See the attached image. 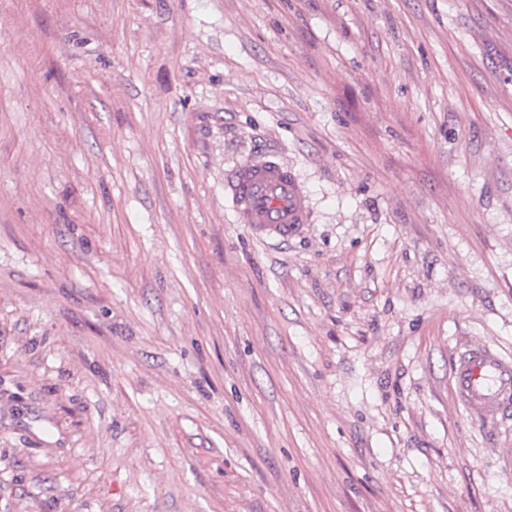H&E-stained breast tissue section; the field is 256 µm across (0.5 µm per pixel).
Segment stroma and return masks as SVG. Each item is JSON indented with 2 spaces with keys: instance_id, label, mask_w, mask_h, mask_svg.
<instances>
[{
  "instance_id": "35a3bbf8",
  "label": "stroma",
  "mask_w": 512,
  "mask_h": 512,
  "mask_svg": "<svg viewBox=\"0 0 512 512\" xmlns=\"http://www.w3.org/2000/svg\"><path fill=\"white\" fill-rule=\"evenodd\" d=\"M278 156L310 221L237 224ZM512 0H0V512H512ZM224 202L238 224L282 238L310 219L303 183L276 159L254 160L234 169L224 181ZM453 385L457 400L476 415L507 419L512 413V361L475 345L458 355Z\"/></svg>"
}]
</instances>
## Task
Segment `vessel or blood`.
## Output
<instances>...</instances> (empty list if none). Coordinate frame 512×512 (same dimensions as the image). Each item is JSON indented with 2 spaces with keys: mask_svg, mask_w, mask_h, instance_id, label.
<instances>
[{
  "mask_svg": "<svg viewBox=\"0 0 512 512\" xmlns=\"http://www.w3.org/2000/svg\"><path fill=\"white\" fill-rule=\"evenodd\" d=\"M224 200L237 223L283 238L310 219L303 183L275 159L254 160L234 169L224 182ZM453 385L458 401L476 415L512 416V361L490 347L475 345L459 354Z\"/></svg>",
  "mask_w": 512,
  "mask_h": 512,
  "instance_id": "b4317fda",
  "label": "vessel or blood"
}]
</instances>
